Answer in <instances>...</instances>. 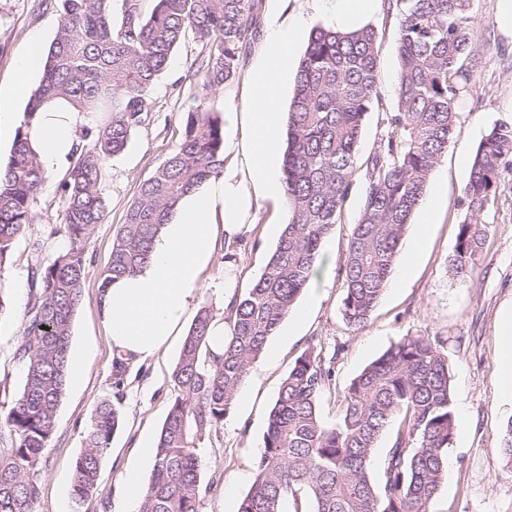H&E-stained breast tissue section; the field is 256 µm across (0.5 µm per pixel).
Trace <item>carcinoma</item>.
<instances>
[{
	"label": "carcinoma",
	"instance_id": "obj_1",
	"mask_svg": "<svg viewBox=\"0 0 512 512\" xmlns=\"http://www.w3.org/2000/svg\"><path fill=\"white\" fill-rule=\"evenodd\" d=\"M121 2L115 18L114 2ZM61 24L42 78L25 109L10 158L0 166V264L34 220L47 172L30 141L45 104L63 100L97 120L81 129L67 179L62 218L53 233L70 248L46 263L32 244V296L15 358L25 380L0 423V512H34L43 451L55 431L68 375L72 320L86 277L85 246L105 220L102 178L148 119L152 90L184 40L200 52L193 76L208 91L235 77L258 34L255 0H61ZM475 0H388L399 20L397 105L365 161L362 210L336 275L342 316L363 328L384 294L411 218L432 171L448 150L459 107L476 87L482 63ZM376 30L319 26L310 32L295 74L285 130L282 186L288 222L249 290L233 298L224 356H207L213 315L202 309L174 370L178 394L161 428L140 512H200V448L234 408L239 388L266 342L317 277L322 246L341 218L356 181L364 123L379 101ZM224 174V126L204 99L186 112L181 143L144 181L126 210L100 287L139 271L154 240L185 196ZM512 175V123L482 137L462 189L466 213L448 262L465 280L483 259L489 233L482 213L501 179ZM333 360L309 346L295 359L272 406L253 482L238 512H429L448 470L455 415L442 342L404 336L346 388L340 417L326 422ZM400 424L379 477L369 465L395 420ZM119 412L101 401L76 461L73 496L83 504Z\"/></svg>",
	"mask_w": 512,
	"mask_h": 512
}]
</instances>
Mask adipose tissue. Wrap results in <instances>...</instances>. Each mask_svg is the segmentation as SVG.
Returning a JSON list of instances; mask_svg holds the SVG:
<instances>
[{"label":"adipose tissue","mask_w":512,"mask_h":512,"mask_svg":"<svg viewBox=\"0 0 512 512\" xmlns=\"http://www.w3.org/2000/svg\"><path fill=\"white\" fill-rule=\"evenodd\" d=\"M279 49L261 69L244 115L247 134L222 177L182 200L176 217L164 225L150 262L140 272L110 283L101 297L102 318L113 352L141 364L159 357L180 336L194 315L203 276L211 267L219 240H233L244 229L241 216L253 198L278 185L280 144L278 88L294 42L291 30L271 27ZM85 122L66 108L37 113L31 140L46 170L67 168Z\"/></svg>","instance_id":"adipose-tissue-1"}]
</instances>
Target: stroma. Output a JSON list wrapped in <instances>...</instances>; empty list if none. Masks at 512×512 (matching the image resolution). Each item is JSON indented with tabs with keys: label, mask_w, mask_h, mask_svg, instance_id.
<instances>
[{
	"label": "stroma",
	"mask_w": 512,
	"mask_h": 512,
	"mask_svg": "<svg viewBox=\"0 0 512 512\" xmlns=\"http://www.w3.org/2000/svg\"><path fill=\"white\" fill-rule=\"evenodd\" d=\"M61 20L60 0H0L1 87L15 83L17 62L31 37L37 35L43 43H51ZM475 21L482 66L472 98L460 109L448 150L430 177L428 192L438 195L439 208L432 220H425L421 209L412 219L413 224L425 222L429 228L411 273L405 276L400 268H393L389 286L364 328H352L343 320L336 269L363 204L365 184L356 179L341 220L329 237L335 252L328 257L325 272L308 287L309 292L322 295L314 313L297 335H289L287 325L279 326L266 345L267 350L277 351V358L270 362L262 357L253 364L234 409L201 448L205 459L200 476L201 512H238L253 481L268 413L280 384L308 345L322 348L324 356L335 359L332 390L321 403L323 417L332 422L340 415L350 381L406 335L439 338L451 369L454 443L448 474L430 512H512V466L500 451L506 424L512 419V394L499 389L495 373L500 318L512 306V176L499 184L481 217L490 226L481 265L465 281L448 271L465 216L462 188L472 156L489 128L512 122V40L498 26L497 0H477ZM364 22L379 34L380 101L366 119L359 154L363 160L383 131L385 113L396 107L399 71L398 19L389 11L387 0H377ZM257 24L261 36L243 52L237 75L211 93L191 78L198 47L190 42L179 46L152 91L147 121L105 168L102 189L107 217L93 227L86 242L88 274L73 317L69 348L70 364L80 367L83 375L78 383L67 384L57 410L55 431L41 465L35 512H118L124 469H138L145 481L151 477L154 462L140 455L135 442L160 434L177 394L172 373L181 347L173 345L158 359L116 370L102 324L98 275L110 259L116 231L140 185L179 146L189 107L210 98L224 122V150L232 152L240 139L239 115L248 109L252 81L272 51L264 31L278 24L295 34L279 92V110L284 113L293 98L296 65L311 30L334 26L335 20L328 0H259ZM65 178V173H50L34 207L33 223L0 267V420L6 417L25 377L14 353L26 322L28 302L20 298L19 291L30 286L31 245L43 242V257L48 261L69 247L68 240L54 232L62 218ZM287 218L285 197L280 193L267 196L251 210L247 218L251 228L243 233L237 254L236 293L251 288L276 245L278 236L268 233V225L286 223ZM105 399L118 410L119 426L100 460L96 490L79 508L73 499L75 463L95 408Z\"/></svg>",
	"instance_id": "stroma-1"
}]
</instances>
